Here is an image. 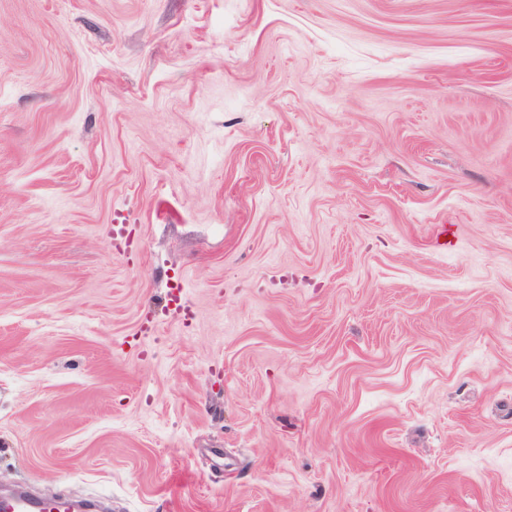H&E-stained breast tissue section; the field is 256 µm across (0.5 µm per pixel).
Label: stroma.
I'll list each match as a JSON object with an SVG mask.
<instances>
[{
	"instance_id": "obj_1",
	"label": "stroma",
	"mask_w": 512,
	"mask_h": 512,
	"mask_svg": "<svg viewBox=\"0 0 512 512\" xmlns=\"http://www.w3.org/2000/svg\"><path fill=\"white\" fill-rule=\"evenodd\" d=\"M0 485L512 512V0H0Z\"/></svg>"
}]
</instances>
